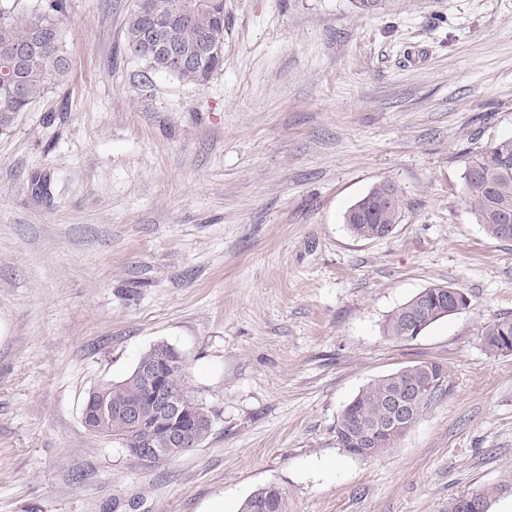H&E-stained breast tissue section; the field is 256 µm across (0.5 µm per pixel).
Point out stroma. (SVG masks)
Instances as JSON below:
<instances>
[{"label": "stroma", "mask_w": 512, "mask_h": 512, "mask_svg": "<svg viewBox=\"0 0 512 512\" xmlns=\"http://www.w3.org/2000/svg\"><path fill=\"white\" fill-rule=\"evenodd\" d=\"M71 71L0 131V512H442L512 475V242L463 197L473 151L512 137V0H224L203 85L126 49L132 0H68ZM397 187L400 221L349 207ZM468 309L408 342L386 316L432 285ZM173 347L209 436L153 466L90 434L88 392ZM450 370L377 458L334 428L371 380ZM390 194L394 195L392 202L385 203ZM401 206L398 189L391 183L381 182L350 207L345 215V223L356 238H383L392 233L398 224ZM481 341L490 356L512 355V318L497 319L481 330Z\"/></svg>", "instance_id": "stroma-1"}]
</instances>
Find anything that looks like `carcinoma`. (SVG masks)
<instances>
[{"mask_svg":"<svg viewBox=\"0 0 512 512\" xmlns=\"http://www.w3.org/2000/svg\"><path fill=\"white\" fill-rule=\"evenodd\" d=\"M153 14L161 28L162 41L182 55L196 60V64L173 69L157 42L148 35L145 17ZM67 16L66 0H37L32 6L0 7V67L19 63L16 76L20 91L12 84L0 81V129L10 127L15 118L29 107L44 99L70 73V58L63 25ZM127 50L145 62L153 72L172 75L187 83L202 84L224 67V0H133L127 18ZM464 199L477 223L488 235L501 241L512 242V231L504 233L501 214L512 213V137L497 140L477 150L463 173ZM402 200L398 189L391 183L381 182L345 215L351 234L359 239H378L393 232L398 224ZM441 286L424 289L412 299L394 309L383 324V332L392 339L411 341L428 327L445 318ZM481 341L490 356L512 355V318L497 319L481 330ZM179 359L176 351L158 344L141 357L142 362H154L163 369V385L189 393L185 370L170 369L167 361ZM443 381L425 405L448 393L450 372L442 362L430 361L403 367L391 374L378 377L366 384L342 409L337 417L336 442L346 454L359 459L375 458L391 448L396 441L379 434L367 439V429L387 420V401L407 383L421 384L427 378ZM106 392L116 406L133 400H144L150 410L151 396L143 393L133 376L108 384L89 393L87 400L96 405L100 392ZM203 423L198 437L205 440L211 431L206 424L210 414L199 402L189 412ZM98 437H107L122 443L132 437L123 419L117 415L101 424ZM512 491V479L486 486L448 500L444 512H476L465 507L470 498L486 507L502 493ZM267 493L275 512H288V502L282 489L267 485L252 492L248 499Z\"/></svg>","mask_w":512,"mask_h":512,"instance_id":"cac0c4a2","label":"carcinoma"}]
</instances>
